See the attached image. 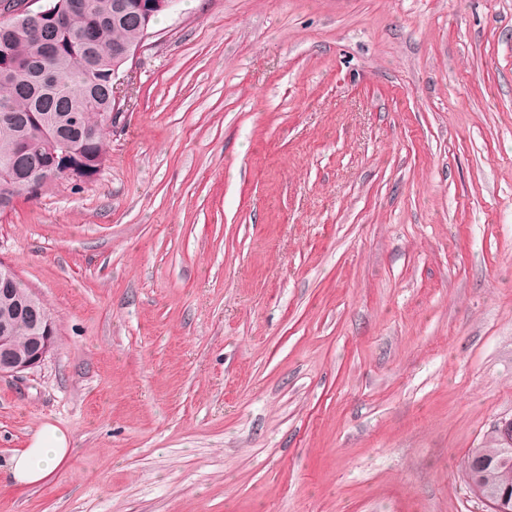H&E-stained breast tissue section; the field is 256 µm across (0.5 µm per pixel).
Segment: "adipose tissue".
<instances>
[{
	"mask_svg": "<svg viewBox=\"0 0 512 512\" xmlns=\"http://www.w3.org/2000/svg\"><path fill=\"white\" fill-rule=\"evenodd\" d=\"M70 445L66 432L50 424L43 425L32 436L28 447L14 451L0 469V477L20 487L47 485L67 458Z\"/></svg>",
	"mask_w": 512,
	"mask_h": 512,
	"instance_id": "obj_1",
	"label": "adipose tissue"
}]
</instances>
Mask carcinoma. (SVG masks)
<instances>
[{
    "instance_id": "1",
    "label": "carcinoma",
    "mask_w": 512,
    "mask_h": 512,
    "mask_svg": "<svg viewBox=\"0 0 512 512\" xmlns=\"http://www.w3.org/2000/svg\"><path fill=\"white\" fill-rule=\"evenodd\" d=\"M71 0L49 7L68 14L65 28L51 18L20 22L0 10V175H16L30 198L44 178L74 168L95 176L108 160L105 134L113 110L112 84L125 64L120 47L133 48L162 10L149 0H87L80 12ZM480 452L494 458L484 472L491 488H512V457L492 443Z\"/></svg>"
}]
</instances>
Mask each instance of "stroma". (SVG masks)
<instances>
[{
    "mask_svg": "<svg viewBox=\"0 0 512 512\" xmlns=\"http://www.w3.org/2000/svg\"><path fill=\"white\" fill-rule=\"evenodd\" d=\"M106 165L0 216L57 346L0 512H490L512 419V0H173ZM71 442L66 432L44 424L32 436L28 448H19L11 455L2 468L4 480L20 487L51 483L71 450ZM488 457L494 458V463L484 472V482L490 488H504L509 486L512 488V457L501 453L498 444L491 443L487 448H475ZM473 450V451H474ZM472 451V452H473ZM506 458L504 462L501 459Z\"/></svg>",
    "mask_w": 512,
    "mask_h": 512,
    "instance_id": "35a3bbf8",
    "label": "stroma"
}]
</instances>
